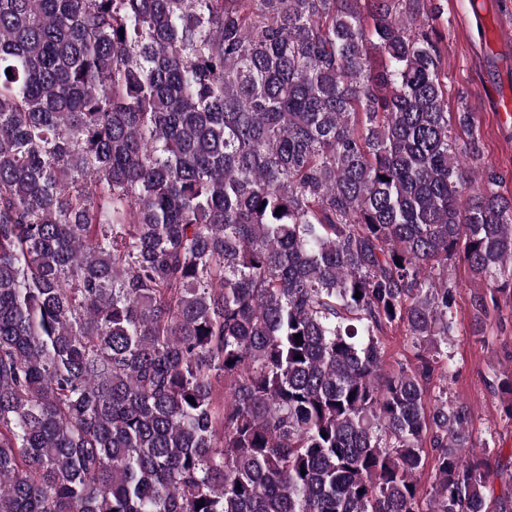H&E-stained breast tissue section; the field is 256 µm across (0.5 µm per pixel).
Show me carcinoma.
<instances>
[{
	"label": "carcinoma",
	"instance_id": "obj_1",
	"mask_svg": "<svg viewBox=\"0 0 512 512\" xmlns=\"http://www.w3.org/2000/svg\"><path fill=\"white\" fill-rule=\"evenodd\" d=\"M440 16L0 0V512H488L471 408L425 381L449 262L476 324L512 299V196ZM404 327H393L387 329L384 342L386 346L385 368L392 369L398 366V362L415 364L417 360L414 353L408 346V336L405 335Z\"/></svg>",
	"mask_w": 512,
	"mask_h": 512
}]
</instances>
